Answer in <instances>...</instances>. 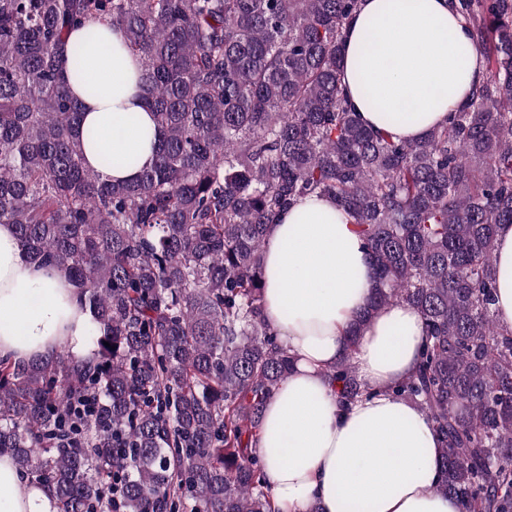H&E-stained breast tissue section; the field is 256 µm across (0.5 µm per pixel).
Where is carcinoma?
I'll return each mask as SVG.
<instances>
[{"mask_svg": "<svg viewBox=\"0 0 512 512\" xmlns=\"http://www.w3.org/2000/svg\"><path fill=\"white\" fill-rule=\"evenodd\" d=\"M361 0H0V224L63 269L94 326L66 349L0 360V455L56 512H275L264 406L294 370L264 313L263 247L319 194L353 218L374 277L338 407L371 395L352 350L378 310L424 321L389 392L441 443L436 491L512 512V329L496 317V230L512 224V0H451L485 72L417 141L366 127L343 93ZM121 27L161 133L132 182L85 166L82 72L95 23ZM82 30L71 42L68 33Z\"/></svg>", "mask_w": 512, "mask_h": 512, "instance_id": "carcinoma-1", "label": "carcinoma"}]
</instances>
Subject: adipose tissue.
Listing matches in <instances>:
<instances>
[{
	"instance_id": "ef3b65f1",
	"label": "adipose tissue",
	"mask_w": 512,
	"mask_h": 512,
	"mask_svg": "<svg viewBox=\"0 0 512 512\" xmlns=\"http://www.w3.org/2000/svg\"><path fill=\"white\" fill-rule=\"evenodd\" d=\"M87 46L83 75L65 72L85 113L84 159L107 180L133 179L156 159L158 129L139 84L140 66L122 28L102 25ZM344 85L370 127L415 141L447 123L471 98L483 68L469 30L448 0H362L344 31ZM397 113L383 126L382 112ZM112 165L101 168V154ZM498 320L512 326V224L496 240ZM265 316L295 359L294 370L266 405L261 451L278 512H459L437 493L440 444L415 404L389 388L415 370L423 334L407 306L378 311L353 354L370 397L339 410L325 369L346 351L345 330L366 307L372 261L356 227L334 200L300 199L273 224L264 243ZM92 317L63 271L32 263L13 225L0 224V359L14 363L65 347L90 348ZM0 512H55L45 488L21 482L0 456Z\"/></svg>"
}]
</instances>
